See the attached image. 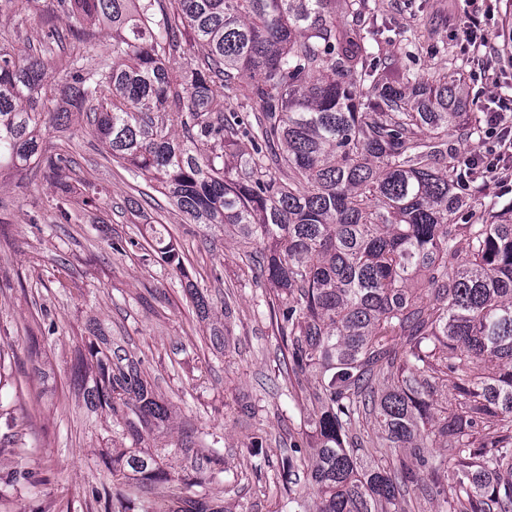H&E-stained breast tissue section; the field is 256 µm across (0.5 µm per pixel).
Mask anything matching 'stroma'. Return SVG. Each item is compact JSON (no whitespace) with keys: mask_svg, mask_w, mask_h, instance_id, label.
<instances>
[{"mask_svg":"<svg viewBox=\"0 0 512 512\" xmlns=\"http://www.w3.org/2000/svg\"><path fill=\"white\" fill-rule=\"evenodd\" d=\"M382 50L427 79L463 68L470 107L512 94V0H368ZM485 46L467 49L472 18ZM56 0H31L0 15V49H39L46 31L65 33L44 53L43 95L61 100L72 67L112 59V38L71 36ZM40 147L77 165L56 176L31 163L0 172V512H176L184 482L219 512H294L312 506L306 473L283 484L282 462L305 445L302 405L311 375H295L266 301L271 288L231 232L193 224L163 196L131 205L143 177L107 158L85 122L47 123ZM68 179L71 219L62 222L59 179ZM164 225L183 272L156 262L144 239ZM125 242L116 251L114 243ZM206 312H199L195 295ZM135 363L165 404V421L133 434L92 403L100 349ZM252 408L251 415L240 412ZM264 453L248 454L249 437ZM140 446L158 456L165 480L113 477L115 452Z\"/></svg>","mask_w":512,"mask_h":512,"instance_id":"35a3bbf8","label":"stroma"}]
</instances>
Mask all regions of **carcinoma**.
<instances>
[{
  "mask_svg": "<svg viewBox=\"0 0 512 512\" xmlns=\"http://www.w3.org/2000/svg\"><path fill=\"white\" fill-rule=\"evenodd\" d=\"M366 2L58 0L112 30V63L72 72L47 112L44 62L0 52V169L40 156L63 171L71 160L41 156L39 132L81 118L190 223L263 246L270 319L292 371L316 380L310 512H409L422 470L445 465L427 448L451 456L448 512H512V204L464 189L448 152L455 133L486 135L468 122L463 72L398 68L363 32ZM233 93L251 109L228 110ZM155 240L182 271L176 245ZM95 397L134 432L166 418L131 365L104 371ZM363 415L404 453L394 469L358 455ZM125 468L167 477L137 448L112 459ZM191 487L184 512H210Z\"/></svg>",
  "mask_w": 512,
  "mask_h": 512,
  "instance_id": "1",
  "label": "carcinoma"
}]
</instances>
